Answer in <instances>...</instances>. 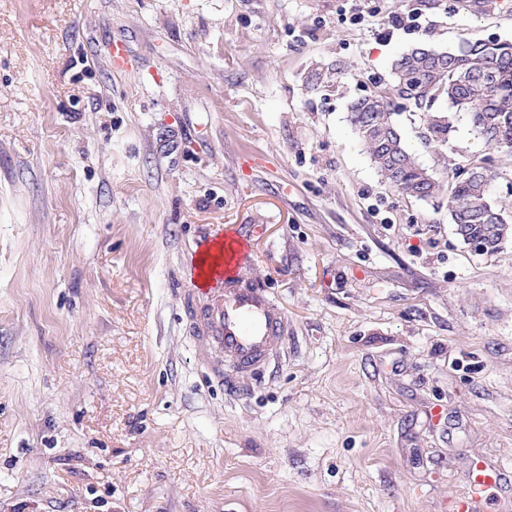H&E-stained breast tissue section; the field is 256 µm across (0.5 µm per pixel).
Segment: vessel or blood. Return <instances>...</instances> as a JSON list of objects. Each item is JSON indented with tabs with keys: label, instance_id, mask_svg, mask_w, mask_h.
I'll use <instances>...</instances> for the list:
<instances>
[{
	"label": "vessel or blood",
	"instance_id": "vessel-or-blood-1",
	"mask_svg": "<svg viewBox=\"0 0 512 512\" xmlns=\"http://www.w3.org/2000/svg\"><path fill=\"white\" fill-rule=\"evenodd\" d=\"M201 253L207 264L200 274L208 284L193 290L196 301L190 306L189 332L200 353L220 356L213 368L216 378H223L228 363L242 372L257 368L276 356L286 341L287 316L265 288L238 278L250 253L247 241L213 237L202 242ZM213 263L218 266L214 272L209 269ZM506 477L501 469H478L469 491L456 498V512H476L482 493Z\"/></svg>",
	"mask_w": 512,
	"mask_h": 512
}]
</instances>
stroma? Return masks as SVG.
I'll return each mask as SVG.
<instances>
[{
  "instance_id": "1",
  "label": "stroma",
  "mask_w": 512,
  "mask_h": 512,
  "mask_svg": "<svg viewBox=\"0 0 512 512\" xmlns=\"http://www.w3.org/2000/svg\"><path fill=\"white\" fill-rule=\"evenodd\" d=\"M464 39L512 41V0H0V512H454L512 469V241L397 195L347 118ZM450 123L512 206V152ZM230 231L288 317L233 391L185 312ZM508 475L502 469L479 468L470 481V491L455 499V511L474 512L477 510V503L481 494L490 488L496 487L503 482Z\"/></svg>"
}]
</instances>
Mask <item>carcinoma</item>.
I'll return each mask as SVG.
<instances>
[{
    "mask_svg": "<svg viewBox=\"0 0 512 512\" xmlns=\"http://www.w3.org/2000/svg\"><path fill=\"white\" fill-rule=\"evenodd\" d=\"M398 97L420 107L448 101L466 115L469 125L490 147L512 149V43L463 41L452 51L436 52L420 43L391 63ZM388 97L375 94L354 100L349 121L370 161L397 195L416 201L447 196L448 215L456 234L470 245L477 241L494 253L512 239V211L492 194L499 173L470 163L472 176L451 184L436 179L407 148ZM427 141L448 143L449 116L423 115Z\"/></svg>",
    "mask_w": 512,
    "mask_h": 512,
    "instance_id": "obj_1",
    "label": "carcinoma"
}]
</instances>
